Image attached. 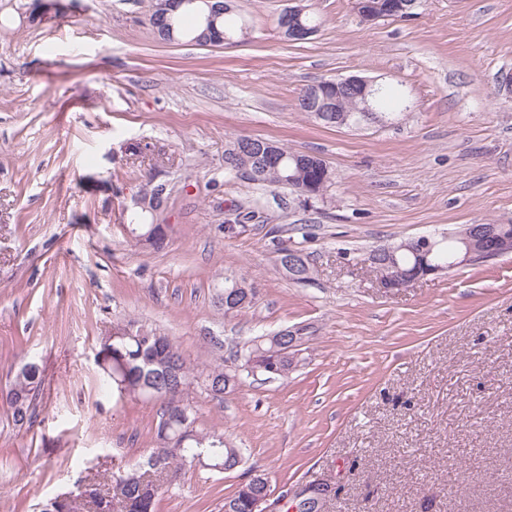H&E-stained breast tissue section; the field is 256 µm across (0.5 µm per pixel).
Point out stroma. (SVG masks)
<instances>
[{"mask_svg":"<svg viewBox=\"0 0 512 512\" xmlns=\"http://www.w3.org/2000/svg\"><path fill=\"white\" fill-rule=\"evenodd\" d=\"M0 0V387L42 372L33 427L0 405V512H41L79 483L109 479L154 446L159 406L101 390V337L133 318L185 357L299 325L312 328L288 378H243L199 424L225 433L273 495L332 489L330 512H512V254L388 293L369 250L464 224H512V0H423L410 21L363 23L354 0H313L318 31L287 40L289 0H234L250 31L219 46L164 42L147 0ZM349 75L401 89L398 123L327 127L297 109L310 83ZM263 137L320 155L333 199L224 174V149ZM139 154H132V146ZM166 183L157 251L125 230L133 196ZM259 199L227 234L231 209ZM314 270L276 266L268 230ZM255 309L224 315L225 278ZM241 481L185 467L157 512H222ZM293 248V246L288 245V241L282 242L277 248V261L292 283L298 285H309L313 281V278L310 279L308 276V271L311 270L310 264L300 250ZM288 250H292L300 254L304 260L299 258L295 263L292 262V265L288 264V253L281 254L282 252H288Z\"/></svg>","mask_w":512,"mask_h":512,"instance_id":"obj_1","label":"stroma"}]
</instances>
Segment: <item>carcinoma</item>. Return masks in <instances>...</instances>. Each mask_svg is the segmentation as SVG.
<instances>
[{
  "mask_svg": "<svg viewBox=\"0 0 512 512\" xmlns=\"http://www.w3.org/2000/svg\"><path fill=\"white\" fill-rule=\"evenodd\" d=\"M231 0H224V11L209 8L208 0H195L176 12L159 18L158 24L174 40H186L196 44L207 42L218 35L224 43L242 41L248 35L244 21L226 18ZM157 0H148L151 12L150 25L154 22ZM313 86L306 87L299 99L300 109L315 121L329 127H356L362 116L356 112L359 100L345 91L329 89L339 97L337 112H315L317 101L311 100ZM374 106L380 119L390 123L399 111L409 107L406 96L400 90L382 85L375 93ZM270 140L261 137L240 136L229 143L224 151V173L236 179L265 188H284L303 198L304 202H325L335 184V176L324 159L308 154V164L301 166L294 152L276 144L277 155L268 160L262 155V147ZM142 197L148 200L144 206L129 215L131 237L144 241L156 250L164 247L167 234L163 225L154 223V215L163 201L160 184L147 182L141 187ZM465 224L456 233L440 236L428 262L450 270L448 263L461 243L458 236L469 232ZM293 246L283 242L277 248V261L290 281L309 285L310 264L298 260L288 264L286 251ZM419 257L409 249H400L394 255V267L410 272L417 266ZM217 302L224 313L238 314L255 308L258 297L252 288L236 279H224V287L217 293ZM204 342L213 354L209 364L198 368L191 365L171 337L140 323L128 320L101 338L99 347L109 352L108 371L103 373L107 389L121 396H133L159 402V422L156 429L155 448L143 463L119 467L112 472V492H104L95 484H86L84 494L61 500L51 499L43 505L42 512H79L77 501H83L85 512H157L159 484L147 477V472L162 474L166 483L173 485L187 466L200 465L216 472L233 470L243 464L242 449L230 446L224 432L199 426L196 407L190 398L198 389L211 398H222L242 383V374L263 375L267 378L288 377L300 363L296 352L288 350V341L278 331L271 335L251 338L242 348H230L224 353V337L206 336ZM41 386V370L37 363L28 362L15 374L5 390V401L11 410L12 421L17 425L32 426L36 422V396ZM244 479L235 492L224 498V512H252L257 497L271 494L269 479L259 467L251 465L243 472Z\"/></svg>",
  "mask_w": 512,
  "mask_h": 512,
  "instance_id": "obj_1",
  "label": "carcinoma"
}]
</instances>
